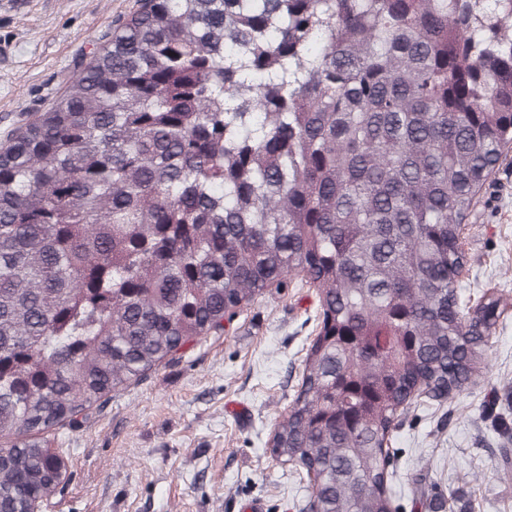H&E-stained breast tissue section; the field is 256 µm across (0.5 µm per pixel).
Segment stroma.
Returning a JSON list of instances; mask_svg holds the SVG:
<instances>
[{
	"label": "stroma",
	"mask_w": 512,
	"mask_h": 512,
	"mask_svg": "<svg viewBox=\"0 0 512 512\" xmlns=\"http://www.w3.org/2000/svg\"><path fill=\"white\" fill-rule=\"evenodd\" d=\"M137 0H0V144L48 110ZM464 232L462 300L501 290L509 308L484 369L440 402L412 404L390 441L395 512H512V150ZM316 289L293 276L149 377L110 393L50 445L63 482L42 512H299L306 478L267 442L299 389L318 333Z\"/></svg>",
	"instance_id": "35a3bbf8"
}]
</instances>
